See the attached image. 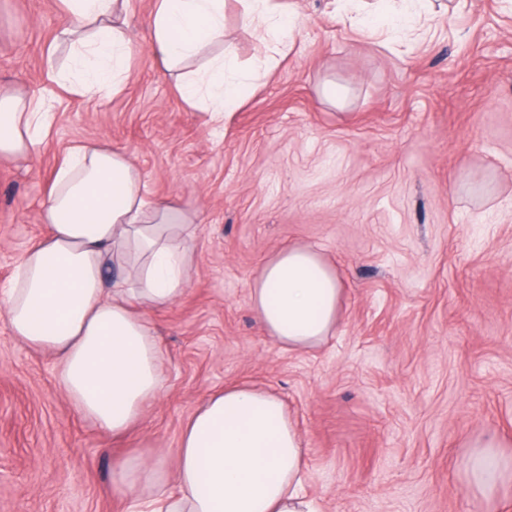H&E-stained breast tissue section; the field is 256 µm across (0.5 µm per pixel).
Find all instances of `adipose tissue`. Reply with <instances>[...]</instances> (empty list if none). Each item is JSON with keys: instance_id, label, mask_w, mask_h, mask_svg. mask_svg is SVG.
<instances>
[{"instance_id": "adipose-tissue-1", "label": "adipose tissue", "mask_w": 512, "mask_h": 512, "mask_svg": "<svg viewBox=\"0 0 512 512\" xmlns=\"http://www.w3.org/2000/svg\"><path fill=\"white\" fill-rule=\"evenodd\" d=\"M68 16L55 42L71 66L48 74L73 93L119 90L131 53L130 0H61ZM241 20L281 46L295 25L278 0H245ZM153 47L166 69L224 41V0H155ZM184 74L189 105L223 119L243 99L244 82L223 55ZM53 105L44 97L0 89V157L37 155ZM47 234L22 255L0 301L13 336L50 351L70 401L113 436L143 417L161 392L160 348L147 313L174 304L190 281L189 219L170 202L150 198L127 153L101 141L69 149L42 203ZM342 294L334 266L316 248L288 245L250 284L252 309L281 347L317 346L334 332ZM302 439L283 401L237 384L212 392L179 439L175 489L164 463L119 462L112 490L128 512H318L301 491ZM462 468L472 486L494 492L512 481V454L484 444Z\"/></svg>"}]
</instances>
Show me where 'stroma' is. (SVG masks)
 Listing matches in <instances>:
<instances>
[{
	"label": "stroma",
	"mask_w": 512,
	"mask_h": 512,
	"mask_svg": "<svg viewBox=\"0 0 512 512\" xmlns=\"http://www.w3.org/2000/svg\"><path fill=\"white\" fill-rule=\"evenodd\" d=\"M282 2L296 20L279 53L226 2L246 85L223 121L181 98L152 0H131L122 89L57 106L34 160L0 158V281L46 233L42 200L84 140L127 151L196 226L186 292L150 315L164 387L123 436L83 417L53 355L0 316V512H125L114 463H174L196 408L243 383L287 404L322 512H512V484L487 496L461 467L512 442V0H435L414 31L363 34L333 0ZM65 24L60 0H0V87L54 99ZM290 244L319 249L342 284L335 335L296 351L249 302Z\"/></svg>",
	"instance_id": "1"
}]
</instances>
